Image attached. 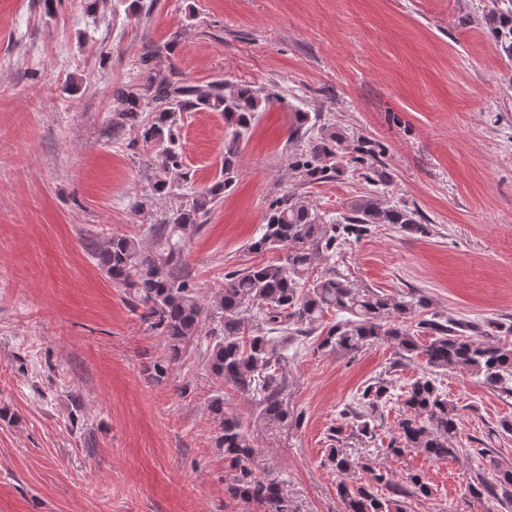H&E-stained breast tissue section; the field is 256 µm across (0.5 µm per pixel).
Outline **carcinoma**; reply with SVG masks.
Masks as SVG:
<instances>
[{
	"label": "carcinoma",
	"mask_w": 512,
	"mask_h": 512,
	"mask_svg": "<svg viewBox=\"0 0 512 512\" xmlns=\"http://www.w3.org/2000/svg\"><path fill=\"white\" fill-rule=\"evenodd\" d=\"M501 3L502 24L495 36L503 52L512 56V0ZM152 59L151 54L142 57L146 78L139 88L118 92L120 109L112 117V127L121 131L133 126L147 107L155 113L142 132L144 142L158 146L153 194H171L175 188L172 176L183 169L178 115L195 109L219 112L231 129L217 180L188 195L187 201L161 222L149 225L150 247L124 234L87 243L101 271L125 288L132 310L140 312V319L163 336L168 356L153 364L154 377H165L170 365L195 347L217 380L255 398L267 417L285 420L283 366L288 348L314 335L319 340L317 348L344 353L382 340L399 358L423 361L426 372L404 384L392 373L367 382L357 392L354 404L342 410L356 436L375 439L373 415L383 413L394 401L400 405V418L386 454L399 458L414 449L435 461H446L463 453L475 470L476 481L469 484V493L486 498L491 503L488 512L512 509V466L496 462L495 481L484 479L482 470L490 449L456 446L459 414L435 378L454 366L483 376L492 387L506 386L512 383V346L484 342L479 339L483 332L478 326L439 313L420 320L416 330L410 331L407 320L429 305L428 298L414 290L395 297L376 288L356 286L334 268L311 276L319 261L380 225L430 236L432 228L423 223L424 216L371 193L353 200L348 214L331 222L303 197L283 194L269 203L265 224L250 240L248 250L281 251L284 256L226 274L224 288L202 302L194 274L184 261L189 234L201 227V218L232 185L243 141L258 112L277 99L278 93H264L249 85L227 91L222 81L183 84L173 74L152 66ZM344 150L342 135L323 124L308 146L293 154L291 168L308 184L322 182L341 172L339 158ZM329 314L335 320L327 323ZM207 410L216 427L215 446L224 455L229 495L265 512H289L288 500L278 485L262 479L252 468L253 446L238 417L224 410V395H214ZM327 462L340 474H365L352 486L344 481L337 485L343 512H389L401 498L432 495L422 474L409 473L400 483L391 471L372 465L348 448L328 449Z\"/></svg>",
	"instance_id": "cac0c4a2"
}]
</instances>
